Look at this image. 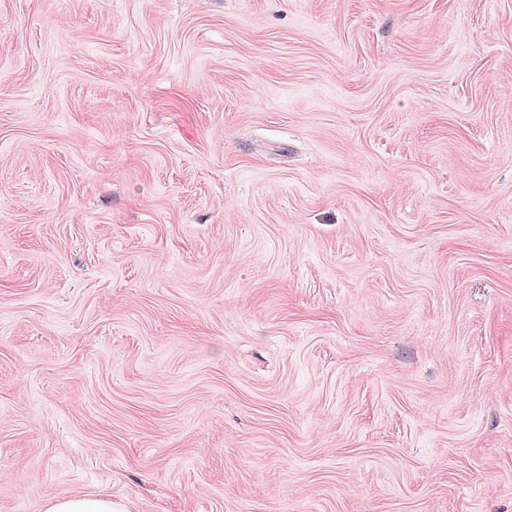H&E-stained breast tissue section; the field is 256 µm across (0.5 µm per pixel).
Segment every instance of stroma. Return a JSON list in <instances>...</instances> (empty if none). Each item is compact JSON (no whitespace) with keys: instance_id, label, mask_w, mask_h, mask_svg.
Masks as SVG:
<instances>
[{"instance_id":"35a3bbf8","label":"stroma","mask_w":512,"mask_h":512,"mask_svg":"<svg viewBox=\"0 0 512 512\" xmlns=\"http://www.w3.org/2000/svg\"><path fill=\"white\" fill-rule=\"evenodd\" d=\"M512 512V0H0V512ZM46 512H128L124 503L104 494H79L54 499Z\"/></svg>"}]
</instances>
